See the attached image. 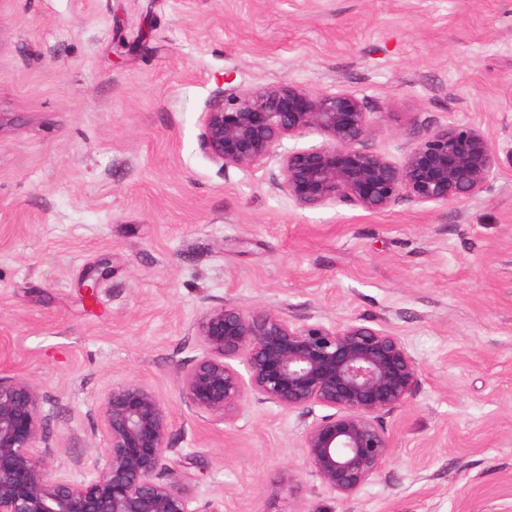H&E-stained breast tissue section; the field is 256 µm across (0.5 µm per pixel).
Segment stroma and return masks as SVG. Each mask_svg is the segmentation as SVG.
Segmentation results:
<instances>
[{"label": "stroma", "mask_w": 512, "mask_h": 512, "mask_svg": "<svg viewBox=\"0 0 512 512\" xmlns=\"http://www.w3.org/2000/svg\"><path fill=\"white\" fill-rule=\"evenodd\" d=\"M283 82L387 107L370 145L393 161L448 122L503 165L447 207L297 208L276 159L224 171L200 145L221 91ZM221 302L407 344L420 383L359 495L309 471L300 413L190 409L179 374ZM1 375L40 389L76 480L106 446L101 394L136 379L211 512H512V0H0Z\"/></svg>", "instance_id": "35a3bbf8"}]
</instances>
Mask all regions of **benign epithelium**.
I'll list each match as a JSON object with an SVG mask.
<instances>
[{
    "label": "benign epithelium",
    "instance_id": "7a95c632",
    "mask_svg": "<svg viewBox=\"0 0 512 512\" xmlns=\"http://www.w3.org/2000/svg\"><path fill=\"white\" fill-rule=\"evenodd\" d=\"M385 107L370 111L347 92L316 93L293 83L229 87L203 115L201 146L220 169L278 158L271 184L296 207L345 204L378 214L406 200L460 203L487 191L501 160L475 126L445 123L407 134L394 162L370 146ZM316 131L318 146L278 152L285 138ZM202 355L180 375L188 406L226 420L246 401L307 416L306 465L343 500L358 495L392 454L384 416L403 407L421 370L405 343L383 329L320 321L298 325L273 310L220 303L194 324ZM240 361L245 373L231 362ZM43 395L24 377H0V512H204L174 480L162 479L171 414L133 380L100 396L104 454L81 481L54 474Z\"/></svg>",
    "mask_w": 512,
    "mask_h": 512
}]
</instances>
